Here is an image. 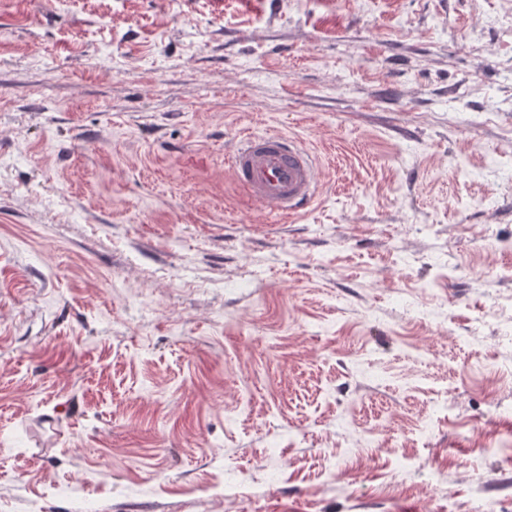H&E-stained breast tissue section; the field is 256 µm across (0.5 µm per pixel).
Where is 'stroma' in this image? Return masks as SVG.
<instances>
[{
  "mask_svg": "<svg viewBox=\"0 0 512 512\" xmlns=\"http://www.w3.org/2000/svg\"><path fill=\"white\" fill-rule=\"evenodd\" d=\"M511 448L512 0H0V512H512ZM224 165L249 199L275 215L296 216L321 187L317 157L278 131H240L224 149Z\"/></svg>",
  "mask_w": 512,
  "mask_h": 512,
  "instance_id": "35a3bbf8",
  "label": "stroma"
}]
</instances>
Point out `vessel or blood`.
<instances>
[{"instance_id":"1","label":"vessel or blood","mask_w":512,"mask_h":512,"mask_svg":"<svg viewBox=\"0 0 512 512\" xmlns=\"http://www.w3.org/2000/svg\"><path fill=\"white\" fill-rule=\"evenodd\" d=\"M224 165L249 199L276 215L296 216L321 187L317 157L278 131H240L224 149Z\"/></svg>"}]
</instances>
